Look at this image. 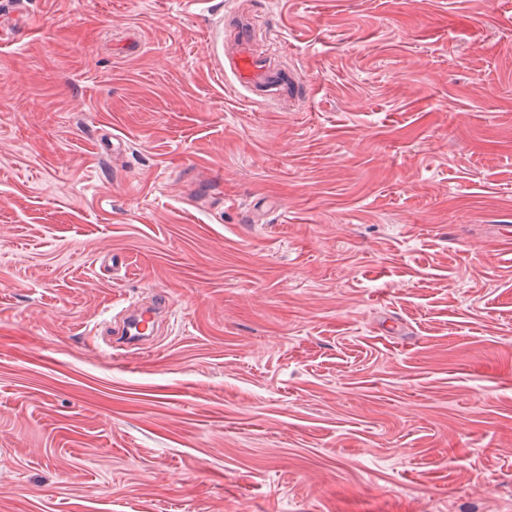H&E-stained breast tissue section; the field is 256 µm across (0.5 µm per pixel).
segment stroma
Returning a JSON list of instances; mask_svg holds the SVG:
<instances>
[{
	"mask_svg": "<svg viewBox=\"0 0 512 512\" xmlns=\"http://www.w3.org/2000/svg\"><path fill=\"white\" fill-rule=\"evenodd\" d=\"M0 512H512V0H29ZM255 24L252 18L237 21L229 66L231 74L246 97L255 103L292 97L303 84L295 72L273 67L269 60L255 53L253 40ZM153 313L151 310L141 311L127 323L124 336H127L128 343L135 344L142 336L151 333L154 325Z\"/></svg>",
	"mask_w": 512,
	"mask_h": 512,
	"instance_id": "1",
	"label": "stroma"
}]
</instances>
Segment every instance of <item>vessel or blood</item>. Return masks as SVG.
I'll return each instance as SVG.
<instances>
[{
    "mask_svg": "<svg viewBox=\"0 0 512 512\" xmlns=\"http://www.w3.org/2000/svg\"><path fill=\"white\" fill-rule=\"evenodd\" d=\"M255 24L252 18H239L234 34L230 71L235 82L253 102L264 104L291 97L299 90L302 79L294 72L273 67L269 60L256 54L253 40ZM154 325L152 311L138 313L126 325L124 334L128 343H136L151 333Z\"/></svg>",
    "mask_w": 512,
    "mask_h": 512,
    "instance_id": "vessel-or-blood-1",
    "label": "vessel or blood"
}]
</instances>
